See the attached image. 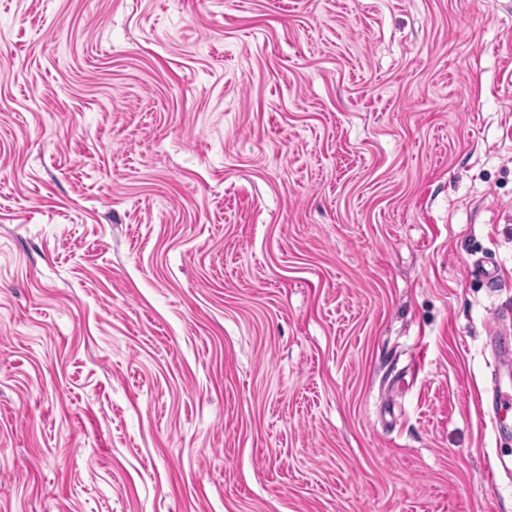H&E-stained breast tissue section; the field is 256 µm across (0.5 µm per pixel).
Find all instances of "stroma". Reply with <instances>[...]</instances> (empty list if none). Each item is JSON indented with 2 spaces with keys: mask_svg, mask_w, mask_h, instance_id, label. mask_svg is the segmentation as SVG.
<instances>
[{
  "mask_svg": "<svg viewBox=\"0 0 512 512\" xmlns=\"http://www.w3.org/2000/svg\"><path fill=\"white\" fill-rule=\"evenodd\" d=\"M512 0H0V512H512Z\"/></svg>",
  "mask_w": 512,
  "mask_h": 512,
  "instance_id": "35a3bbf8",
  "label": "stroma"
}]
</instances>
